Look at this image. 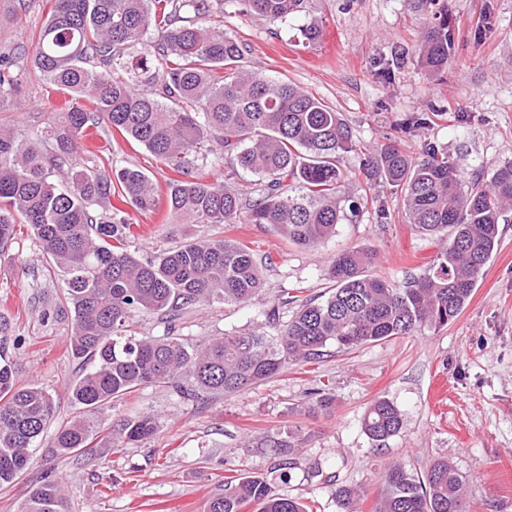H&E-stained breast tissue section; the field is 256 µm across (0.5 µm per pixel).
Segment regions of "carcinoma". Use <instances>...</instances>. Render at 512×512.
<instances>
[{
    "label": "carcinoma",
    "mask_w": 512,
    "mask_h": 512,
    "mask_svg": "<svg viewBox=\"0 0 512 512\" xmlns=\"http://www.w3.org/2000/svg\"><path fill=\"white\" fill-rule=\"evenodd\" d=\"M51 8L34 47L0 49V92L31 69L64 95L39 108L40 127L30 137L0 127V249L27 224L42 251L62 273L64 298L74 313L69 347L91 367L73 383L81 410L60 428L52 447L85 453L96 434L94 413L150 385L194 392L234 393L328 355L395 336L437 330L461 313L499 242V225L512 222V161L490 177L465 176L448 153L421 141L406 153L395 137L360 146L341 113L285 80L240 69L243 45L211 16L226 0H49ZM269 21L304 11L305 0H234ZM153 44L128 61L123 50ZM454 41L446 14H432L422 32L419 61L431 73L448 70ZM431 106L400 123L408 136L438 119ZM106 123L150 151L169 169L164 194L132 167L109 173L71 162L87 130ZM364 149V194L348 190L342 155ZM219 150L229 163L259 176L256 196L190 174L189 157ZM119 185L125 202L142 212L165 206L176 224H271L297 246H315L355 222L367 206L384 224L390 212L371 194L387 188L400 198L407 223L430 236L448 235V246L420 276L394 283L369 273L376 252L348 248L327 267L331 288L320 298L296 285L281 294L264 320L244 331L201 343L174 335L132 336L140 313L170 322L184 309L214 302L243 305L263 288L251 247L235 239L183 241L143 261L128 250L122 210L96 206ZM55 413L52 395L18 380L0 338V486L26 470ZM404 425L401 411L374 400L364 417L366 436L379 448ZM156 418L142 414L115 432L112 447L128 448L152 437ZM301 431L274 433L262 445L285 459L301 447ZM375 512H468L466 478L449 459L424 475L388 465ZM341 512H356L357 489L334 492ZM61 484L47 475L32 486L22 512H68ZM311 512L299 500L273 493L263 476L224 477L205 512Z\"/></svg>",
    "instance_id": "cac0c4a2"
}]
</instances>
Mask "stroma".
I'll use <instances>...</instances> for the list:
<instances>
[{"instance_id":"obj_1","label":"stroma","mask_w":512,"mask_h":512,"mask_svg":"<svg viewBox=\"0 0 512 512\" xmlns=\"http://www.w3.org/2000/svg\"><path fill=\"white\" fill-rule=\"evenodd\" d=\"M437 7L455 32L448 71L437 78L418 59L427 20L418 0H309L305 13L283 22L256 18L226 0L224 29L243 43L245 69L303 87L341 112L364 140L382 141L430 102L462 114V122H438L425 136L467 174L487 173L512 161V0H437ZM49 9L46 0H0V19L18 16L13 24L0 23V47L30 46ZM310 23L321 29L312 43L299 32ZM385 64L391 75L383 80L377 70ZM60 97L34 73L20 74L0 95V125L32 133L40 105ZM76 160L105 171L133 166L161 186L173 176L145 148L108 137L102 127L89 129ZM381 197L389 223H377L368 211L313 247L290 244L268 224H170L160 212L145 214L127 203L122 209L133 231L129 249L144 259L185 237L231 236L257 255H274L276 264L264 270L265 285L251 303H214L178 319L179 333L199 341L251 328L278 291L295 283L324 293L329 256L348 247L376 250L374 273L395 282L406 272H424L447 239L417 233L406 224L399 198L387 191ZM499 230L497 250L447 327L349 352L335 349L321 362L288 366L233 394L186 399L169 387H144L100 408L94 451L78 456L52 446L56 429L78 413L69 387L84 366L68 345L72 313L59 275L29 226L21 225L0 256V322L19 380L47 390L56 412L25 472L0 487V512H20L28 489L48 474L65 486L70 512H202L231 469L269 477L275 493L314 512H339L334 490L352 486L361 494L358 512H374L388 464L422 474L447 456L468 480L469 512H512V223ZM316 387L333 396L330 413L310 411ZM379 397L402 411L404 426L377 453L362 422ZM141 413L155 415L157 433L114 449L113 429ZM296 428L305 440L283 473L257 441Z\"/></svg>"}]
</instances>
